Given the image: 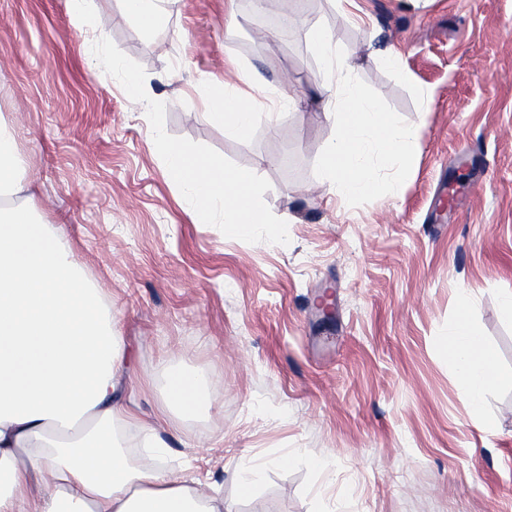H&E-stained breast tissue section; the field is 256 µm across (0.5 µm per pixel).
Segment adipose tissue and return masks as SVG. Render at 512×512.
I'll return each instance as SVG.
<instances>
[{
    "instance_id": "1",
    "label": "adipose tissue",
    "mask_w": 512,
    "mask_h": 512,
    "mask_svg": "<svg viewBox=\"0 0 512 512\" xmlns=\"http://www.w3.org/2000/svg\"><path fill=\"white\" fill-rule=\"evenodd\" d=\"M326 73V115L338 129L324 156L338 197L370 191L380 169L410 165L420 125L401 123L359 91L354 67L322 29L307 33ZM211 120L244 133L265 108L211 85ZM26 164L0 119V200L28 191ZM448 368L473 406L497 384L492 352L463 315L445 341ZM123 340L64 234L24 208L0 207V512H224V502L160 463L161 424L130 409ZM166 408L186 420L212 405L203 371L170 369ZM134 426L133 442L116 432Z\"/></svg>"
}]
</instances>
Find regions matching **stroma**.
<instances>
[{
    "label": "stroma",
    "mask_w": 512,
    "mask_h": 512,
    "mask_svg": "<svg viewBox=\"0 0 512 512\" xmlns=\"http://www.w3.org/2000/svg\"><path fill=\"white\" fill-rule=\"evenodd\" d=\"M280 2L177 0L147 33L121 0H91L79 28L63 0H0V118L31 204L103 290L138 416L158 414L165 363L211 374L214 408L164 425V465L233 512H512V0H357L355 15L301 0L285 36L262 25ZM312 26L351 55L365 95L422 126L408 168L347 199L323 178L337 128ZM103 37L143 66L169 134L270 181L289 244L199 219L144 104L95 59ZM387 51L397 68L379 65ZM283 77L295 103L274 122L240 134L205 113L212 84L248 94ZM462 293L501 377L478 411L444 346ZM249 461L264 470L247 491Z\"/></svg>",
    "instance_id": "stroma-1"
}]
</instances>
